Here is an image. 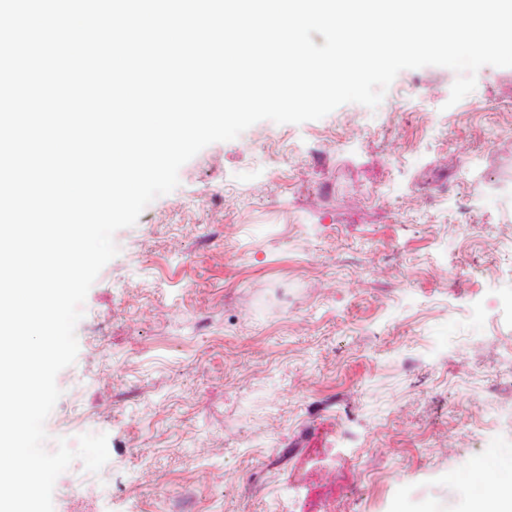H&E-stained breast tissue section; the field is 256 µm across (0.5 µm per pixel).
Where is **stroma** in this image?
I'll list each match as a JSON object with an SVG mask.
<instances>
[{
	"label": "stroma",
	"instance_id": "1",
	"mask_svg": "<svg viewBox=\"0 0 512 512\" xmlns=\"http://www.w3.org/2000/svg\"><path fill=\"white\" fill-rule=\"evenodd\" d=\"M456 78L401 71L377 107L386 132L345 147H322L318 133L354 103L301 124L260 121L203 148L172 192L115 233L119 252L87 294L78 355L45 421L46 450L104 434L109 460L96 473L74 461L54 512H85L66 495L75 482L94 512H264L292 473L321 486L310 460L329 448L343 479L336 512H473L462 486L439 479L512 431L471 412L487 393L512 397V312L493 303L512 282V251L492 255L505 218L479 206L512 192V140L490 132L512 67L477 71L483 112L449 104ZM424 110L427 130L409 118ZM266 132L284 135L282 156L255 153ZM410 144L419 160L403 155ZM290 161L300 175L288 185L279 172ZM387 182L440 198L433 223L370 201ZM458 198L477 229L449 226ZM189 200L203 210L178 216ZM225 224L240 227L229 261ZM477 297L488 304L481 330L469 320ZM451 431L464 439L435 451ZM363 442L374 486L350 465Z\"/></svg>",
	"mask_w": 512,
	"mask_h": 512
}]
</instances>
